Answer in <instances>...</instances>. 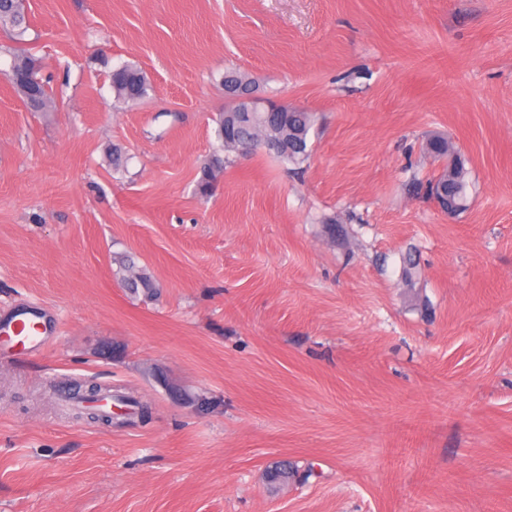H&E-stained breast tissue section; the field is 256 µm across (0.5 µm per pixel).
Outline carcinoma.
I'll use <instances>...</instances> for the list:
<instances>
[{
  "label": "carcinoma",
  "instance_id": "carcinoma-1",
  "mask_svg": "<svg viewBox=\"0 0 512 512\" xmlns=\"http://www.w3.org/2000/svg\"><path fill=\"white\" fill-rule=\"evenodd\" d=\"M8 26L17 41L24 40L29 29L26 17V0H0V26ZM39 61L25 53H10L9 70L0 71L11 83L21 82L23 88L35 86L34 100L39 103L35 111L41 112L50 103V94L39 76ZM112 87L117 98L126 103H137L148 94L149 84L144 73L134 65H124L111 74ZM216 138L219 152L214 154L201 169L199 190L208 194L211 183L223 170L226 153L237 156L264 148L286 162L300 164L309 157L308 135L314 125V115L304 109L293 112H276L263 109L259 112H237L231 105L216 119ZM425 152L438 164L448 161L454 169L441 171L428 182L427 193L440 210L455 216L467 207V171L460 158L455 156L447 137L437 134L426 140ZM120 269L124 280L132 288H141L148 296L154 295L155 284L143 270L137 271L124 262Z\"/></svg>",
  "mask_w": 512,
  "mask_h": 512
}]
</instances>
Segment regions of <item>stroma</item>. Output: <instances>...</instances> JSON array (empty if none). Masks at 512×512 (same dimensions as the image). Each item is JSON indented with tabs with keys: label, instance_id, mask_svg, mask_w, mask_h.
Masks as SVG:
<instances>
[{
	"label": "stroma",
	"instance_id": "obj_1",
	"mask_svg": "<svg viewBox=\"0 0 512 512\" xmlns=\"http://www.w3.org/2000/svg\"><path fill=\"white\" fill-rule=\"evenodd\" d=\"M28 17L56 107L0 76V315L35 303L62 333L0 360V512H512V0ZM232 67L315 114L310 158L233 159L203 197ZM435 133L466 160L456 217L412 188ZM72 383L111 389L112 425L58 399ZM277 462L296 474L274 487ZM112 87L117 98L126 103H137L148 94L149 84L144 73L134 65H124L111 74ZM119 265L120 269L125 272L124 280L130 288H142L147 296L154 295V288H156V286L144 270L136 271L134 266H131L130 264L126 265L124 261H119Z\"/></svg>",
	"mask_w": 512,
	"mask_h": 512
}]
</instances>
